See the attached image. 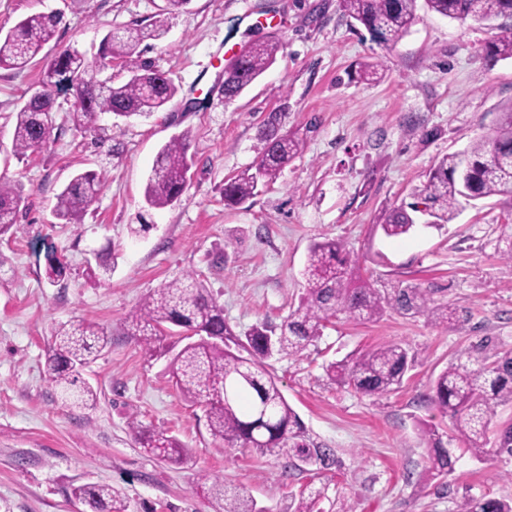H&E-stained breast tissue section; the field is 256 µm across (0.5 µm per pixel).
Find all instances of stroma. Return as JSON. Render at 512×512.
<instances>
[{
	"mask_svg": "<svg viewBox=\"0 0 512 512\" xmlns=\"http://www.w3.org/2000/svg\"><path fill=\"white\" fill-rule=\"evenodd\" d=\"M167 0H0V32L33 12L63 17L56 38L21 71L0 68V180L19 190L17 224L0 235V512H86L72 494L109 484L127 512H212L196 482L226 481L258 504L286 512L293 494L321 490V512H457L464 497L512 499V460L457 451L446 477L425 482L428 445L420 423L449 432L426 400L433 379L482 337L512 347V261L501 258L512 199L463 205L448 223L418 215L412 231L386 237L377 221L399 206L423 205L427 174L442 156L486 134L512 106V59L485 60L482 47L512 32V19L488 25L419 8L418 22L393 48L371 41L339 0H190L170 15L164 38L141 58L178 88L163 111L115 121L108 133L76 132L74 98L56 96L47 145L25 158L12 150L15 115L51 61L71 47L97 58L106 34L147 23ZM277 39L275 63L240 96L224 98L229 51ZM379 67L363 80L364 64ZM303 138L302 153L251 199L226 207V179L254 165L269 113ZM192 134L190 181L178 202L148 208L144 189L159 149ZM105 177L83 223L53 214L72 176ZM149 223L132 237L129 225ZM335 239L364 277L419 285L441 304L466 309L446 325L386 313L370 322L327 325L297 358L273 356L268 369L312 440L333 449L329 471L299 472L285 460L215 442L201 407L176 389L170 361L180 345L166 336L146 350L127 336L129 315L155 288L199 273L235 333L280 324L306 282L307 251ZM66 266L47 275L46 246ZM91 322L110 338L81 372L97 393L89 408L62 402L46 375L52 333ZM415 362L401 389L375 398L331 381L326 365L386 342ZM175 436L191 460L175 465L148 454L129 427Z\"/></svg>",
	"mask_w": 512,
	"mask_h": 512,
	"instance_id": "35a3bbf8",
	"label": "stroma"
}]
</instances>
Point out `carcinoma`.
<instances>
[{
    "instance_id": "cac0c4a2",
    "label": "carcinoma",
    "mask_w": 512,
    "mask_h": 512,
    "mask_svg": "<svg viewBox=\"0 0 512 512\" xmlns=\"http://www.w3.org/2000/svg\"><path fill=\"white\" fill-rule=\"evenodd\" d=\"M427 10L444 18L491 22L512 18V0H424ZM340 7L362 25L371 40L394 46L417 22L418 0H340ZM61 15L33 13L0 35V68L27 67L54 37ZM167 18L157 17L133 29L111 32L105 50L94 60L73 48L58 53L47 67L41 89L33 92L16 114L12 148L25 157L42 149L53 132V113L46 111L58 92L83 91L85 99L74 103L72 126L79 132L92 128L100 114L117 118L157 112L177 94L176 85L161 71L140 60V46L167 33ZM281 45L266 41L256 45L224 76V99L238 97L276 60ZM491 62L512 59V35L496 37L485 46ZM122 61L130 73L121 84L98 80L92 71L105 60ZM283 113H269L262 135L265 149L258 162L224 182V205L238 206L258 193V187L275 181L303 149V140L280 133ZM192 140L184 131L158 152L148 176L144 197L151 208L162 209L182 196L191 168L188 156ZM103 186L94 171L75 174L60 194L54 215L66 224H81ZM426 201L437 209L433 216L449 222L461 200L478 201L490 196L512 199V108L487 134L473 140L463 153L440 158L430 170ZM21 198L15 188L0 183V232L16 223ZM384 234L401 238L414 227V219L402 207L379 218ZM303 275L305 293L298 307L280 326L265 323L239 337L224 321V308L194 274L168 283L149 294L127 319V333L153 348L164 332H176L186 344L171 361L175 384L184 399L204 406L214 440L231 447L249 448L263 455L285 456L301 465L327 470L336 464L331 449L310 440L302 420L288 404L265 359L273 355L295 356L321 336L322 329L342 315L347 320H376L389 311L431 321L452 322L462 309L437 305L430 290L418 286L377 288L360 273L355 258L336 240L311 246ZM54 345L46 362V374L60 399L78 408L96 403L97 392L80 383L81 369L108 336L92 323L62 325L53 333ZM414 358L400 342H388L359 353L355 358L326 367L334 382L366 395H385L399 390ZM428 401L451 419L452 432L475 457L512 458V422L491 430L497 408L512 406V348L483 339L451 360L432 382ZM130 428L138 434L146 452L173 464L188 462L190 451L164 433L146 434L137 421ZM495 440H490V432ZM421 433L430 449V475L448 473L455 457L437 428L425 424ZM207 493L221 512H273L226 483L215 481ZM73 494L90 512H126L120 493L108 485L86 484ZM321 490L301 491L289 512H314ZM458 512H512V503L495 497L467 498Z\"/></svg>"
}]
</instances>
